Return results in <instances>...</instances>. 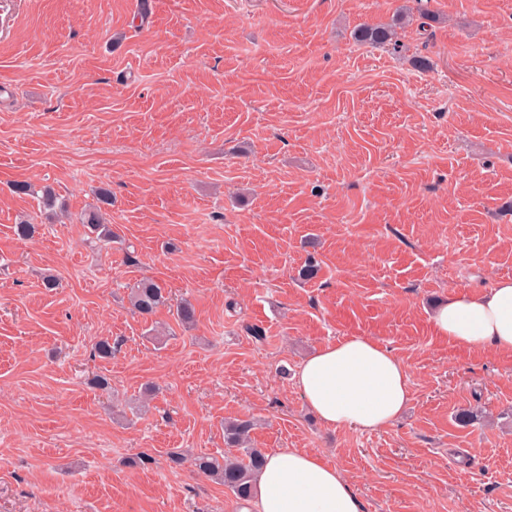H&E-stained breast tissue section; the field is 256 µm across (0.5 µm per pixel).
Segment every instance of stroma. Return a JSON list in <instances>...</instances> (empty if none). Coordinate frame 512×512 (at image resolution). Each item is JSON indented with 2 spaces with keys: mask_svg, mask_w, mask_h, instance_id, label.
<instances>
[{
  "mask_svg": "<svg viewBox=\"0 0 512 512\" xmlns=\"http://www.w3.org/2000/svg\"><path fill=\"white\" fill-rule=\"evenodd\" d=\"M402 9L399 48L355 39ZM101 188L110 242L82 222ZM503 277L512 0H0V512H239L190 464L236 418L363 512H512V353L431 321ZM143 279L193 323L134 314ZM350 336L408 367L383 430L326 428L295 386Z\"/></svg>",
  "mask_w": 512,
  "mask_h": 512,
  "instance_id": "obj_1",
  "label": "stroma"
}]
</instances>
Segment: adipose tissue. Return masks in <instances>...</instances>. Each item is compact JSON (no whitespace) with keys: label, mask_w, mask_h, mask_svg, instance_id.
Listing matches in <instances>:
<instances>
[{"label":"adipose tissue","mask_w":512,"mask_h":512,"mask_svg":"<svg viewBox=\"0 0 512 512\" xmlns=\"http://www.w3.org/2000/svg\"><path fill=\"white\" fill-rule=\"evenodd\" d=\"M435 333L468 349L512 352V278L483 293L449 295L432 316ZM295 385L328 427H389L410 398L405 363L366 336L319 348L299 367ZM250 503L254 512H362L349 479L320 455L305 450L268 452Z\"/></svg>","instance_id":"obj_1"}]
</instances>
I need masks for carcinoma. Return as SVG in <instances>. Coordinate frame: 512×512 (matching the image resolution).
Masks as SVG:
<instances>
[{
    "label": "carcinoma",
    "mask_w": 512,
    "mask_h": 512,
    "mask_svg": "<svg viewBox=\"0 0 512 512\" xmlns=\"http://www.w3.org/2000/svg\"><path fill=\"white\" fill-rule=\"evenodd\" d=\"M358 38L374 45L398 46L395 31L390 26L366 27L360 30ZM97 200L99 205L84 214L83 223L98 237L110 240L112 229L103 223L102 206L112 205V194L101 188ZM129 300L135 312L148 318L167 303L168 297L160 284L146 280L131 288ZM250 429L251 424L247 420H236L224 425L225 443L236 448L239 455L227 456L222 461L201 455L194 460V467L198 472L218 480L241 501L250 496L256 476L265 460L261 449L246 447Z\"/></svg>",
    "instance_id": "obj_1"
}]
</instances>
